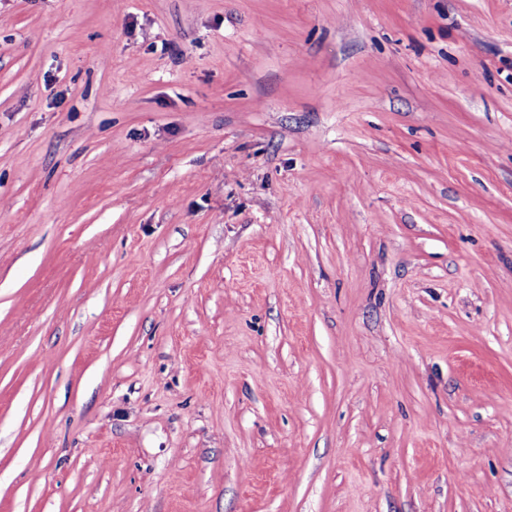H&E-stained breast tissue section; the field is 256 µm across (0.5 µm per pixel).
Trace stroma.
<instances>
[{
	"mask_svg": "<svg viewBox=\"0 0 512 512\" xmlns=\"http://www.w3.org/2000/svg\"><path fill=\"white\" fill-rule=\"evenodd\" d=\"M0 512H512V0H0Z\"/></svg>",
	"mask_w": 512,
	"mask_h": 512,
	"instance_id": "stroma-1",
	"label": "stroma"
}]
</instances>
